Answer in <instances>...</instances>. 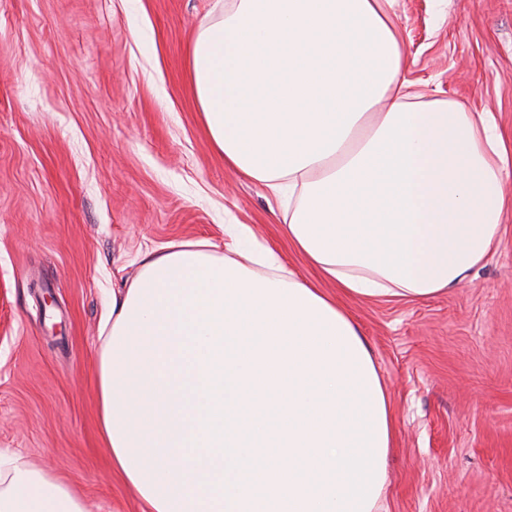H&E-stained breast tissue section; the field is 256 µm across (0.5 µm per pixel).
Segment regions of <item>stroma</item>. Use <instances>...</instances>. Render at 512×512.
<instances>
[{
	"label": "stroma",
	"instance_id": "1",
	"mask_svg": "<svg viewBox=\"0 0 512 512\" xmlns=\"http://www.w3.org/2000/svg\"><path fill=\"white\" fill-rule=\"evenodd\" d=\"M230 0H0V452L140 512L98 427L112 292L173 242L247 224L364 338L395 425L378 512H512V210L473 280L336 294L288 241L287 197L211 145L188 54ZM421 106L492 113L512 150V0H390Z\"/></svg>",
	"mask_w": 512,
	"mask_h": 512
}]
</instances>
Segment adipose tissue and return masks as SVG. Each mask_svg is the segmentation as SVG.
I'll return each instance as SVG.
<instances>
[{
    "mask_svg": "<svg viewBox=\"0 0 512 512\" xmlns=\"http://www.w3.org/2000/svg\"><path fill=\"white\" fill-rule=\"evenodd\" d=\"M188 65L225 162L274 195L301 187L288 239L343 294L425 300L497 247L512 151L490 113L407 105L383 0H234ZM224 234L227 256L172 243L112 294L98 399L113 471L141 512H376L394 425L355 323L249 225ZM0 512L85 505L0 455Z\"/></svg>",
    "mask_w": 512,
    "mask_h": 512,
    "instance_id": "ef3b65f1",
    "label": "adipose tissue"
}]
</instances>
